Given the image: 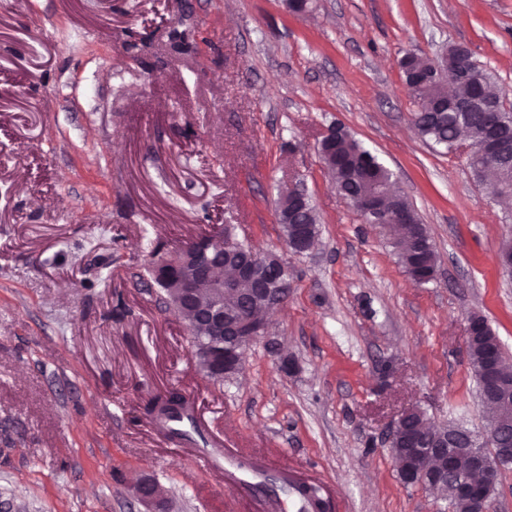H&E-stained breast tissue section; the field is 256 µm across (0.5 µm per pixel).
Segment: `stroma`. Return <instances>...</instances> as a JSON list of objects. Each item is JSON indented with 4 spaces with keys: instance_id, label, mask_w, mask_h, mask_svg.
Returning <instances> with one entry per match:
<instances>
[{
    "instance_id": "obj_1",
    "label": "stroma",
    "mask_w": 512,
    "mask_h": 512,
    "mask_svg": "<svg viewBox=\"0 0 512 512\" xmlns=\"http://www.w3.org/2000/svg\"><path fill=\"white\" fill-rule=\"evenodd\" d=\"M187 29L173 49L172 26ZM454 44L512 107V0H0V502L10 512H266L226 496L135 411L178 390L205 435L322 480L328 512H437L401 480L386 435L407 408L484 428L467 357L478 314L512 364V206L413 125L400 61ZM343 125L392 172L438 255L416 284L384 230L337 193L318 154ZM302 179L316 249L238 376L196 369L186 324L144 275L234 225L283 254L282 188ZM294 364L283 371L282 360ZM133 497L146 507V512H160L159 507L163 503L162 493L154 484V481L142 477L131 485Z\"/></svg>"
}]
</instances>
